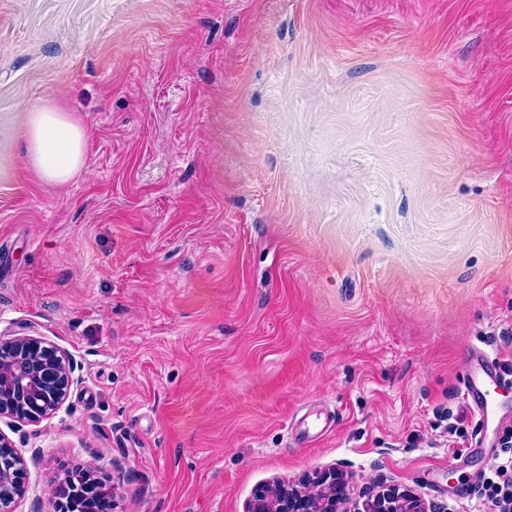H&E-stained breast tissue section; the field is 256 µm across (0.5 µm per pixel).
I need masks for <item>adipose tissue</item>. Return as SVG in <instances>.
<instances>
[{
    "label": "adipose tissue",
    "instance_id": "ef3b65f1",
    "mask_svg": "<svg viewBox=\"0 0 512 512\" xmlns=\"http://www.w3.org/2000/svg\"><path fill=\"white\" fill-rule=\"evenodd\" d=\"M87 137L85 127L57 105L36 108L22 129L25 164L42 181L67 184L85 169Z\"/></svg>",
    "mask_w": 512,
    "mask_h": 512
}]
</instances>
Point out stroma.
I'll return each mask as SVG.
<instances>
[{"instance_id":"1","label":"stroma","mask_w":512,"mask_h":512,"mask_svg":"<svg viewBox=\"0 0 512 512\" xmlns=\"http://www.w3.org/2000/svg\"><path fill=\"white\" fill-rule=\"evenodd\" d=\"M87 129L55 186L25 112ZM0 336L76 382L0 418L37 506L67 472L114 512H245L341 469L480 512L512 433V0H0ZM506 375L510 377L485 352L479 353L477 363L464 383L463 395L482 423H486L496 409L490 396V387H512V380L506 378Z\"/></svg>"}]
</instances>
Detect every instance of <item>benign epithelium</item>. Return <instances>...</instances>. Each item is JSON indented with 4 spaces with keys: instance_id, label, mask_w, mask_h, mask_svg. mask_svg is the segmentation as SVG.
I'll return each instance as SVG.
<instances>
[{
    "instance_id": "1",
    "label": "benign epithelium",
    "mask_w": 512,
    "mask_h": 512,
    "mask_svg": "<svg viewBox=\"0 0 512 512\" xmlns=\"http://www.w3.org/2000/svg\"><path fill=\"white\" fill-rule=\"evenodd\" d=\"M74 378L69 356L56 345L38 337L0 338V417L37 423L65 400ZM95 482L83 485L64 478L44 495L68 512L74 502L87 512H112V505L95 503ZM347 480L335 469L325 470L298 486H266L249 501L246 512H337L348 499ZM26 492L23 464L11 442L0 433V512H10L15 498ZM357 512H428L411 490L397 485L370 484Z\"/></svg>"
}]
</instances>
